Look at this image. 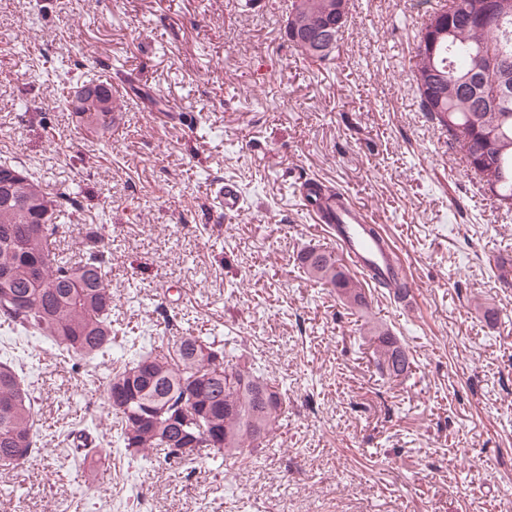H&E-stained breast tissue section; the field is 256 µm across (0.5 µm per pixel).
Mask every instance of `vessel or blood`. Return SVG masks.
Here are the masks:
<instances>
[{
  "label": "vessel or blood",
  "instance_id": "1",
  "mask_svg": "<svg viewBox=\"0 0 512 512\" xmlns=\"http://www.w3.org/2000/svg\"><path fill=\"white\" fill-rule=\"evenodd\" d=\"M312 208L315 223L335 231L336 245L352 265L386 279L403 276L391 241L374 237L367 217L347 197L317 200Z\"/></svg>",
  "mask_w": 512,
  "mask_h": 512
}]
</instances>
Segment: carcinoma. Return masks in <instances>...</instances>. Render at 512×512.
<instances>
[{"mask_svg": "<svg viewBox=\"0 0 512 512\" xmlns=\"http://www.w3.org/2000/svg\"><path fill=\"white\" fill-rule=\"evenodd\" d=\"M473 0H446L451 35L434 47L417 40L412 78L420 107L436 122L448 143L458 145L468 167L495 174L494 199H512V88L500 91L502 65L512 68V13L481 28L465 15ZM350 14V0H291L287 26L297 24L309 45L304 58L326 65L336 48L324 50L317 37L339 12ZM81 104L68 110L92 129L110 130L118 106L112 84L91 79ZM436 85L433 97L427 88ZM23 178L11 181L14 173ZM0 328L48 341L77 365L115 362L109 376L105 409L114 418L118 439L132 455L161 457L177 463L175 449L189 439L206 455L227 461L257 456L269 440L286 404L285 395L264 377L245 345L234 339L205 341L179 336L172 350L143 351L119 341L112 326V288L106 269L112 240L105 226L81 229L78 256L57 248L63 212L81 207L79 195L50 197L38 178L15 161H0ZM305 271L362 306L359 283L336 266L326 250L310 248L300 256ZM399 304H408L407 284L373 277ZM377 365L391 378L411 371L406 348L386 332L378 333ZM34 398L22 369L0 362V468L26 464L41 454L43 441L35 429ZM82 440L77 459L102 458L105 439H88L74 425L64 440Z\"/></svg>", "mask_w": 512, "mask_h": 512, "instance_id": "cac0c4a2", "label": "carcinoma"}]
</instances>
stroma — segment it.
Returning <instances> with one entry per match:
<instances>
[{
	"mask_svg": "<svg viewBox=\"0 0 512 512\" xmlns=\"http://www.w3.org/2000/svg\"><path fill=\"white\" fill-rule=\"evenodd\" d=\"M234 2L0 0V160L50 195L79 190L60 247L105 225L116 329L158 349L246 340L288 390L282 420L257 460L171 467L115 447L101 480L61 433L98 427L108 365L76 371L0 329L46 446L0 469V512H512V212L420 109L411 57L437 0H351L327 65L289 42L291 0ZM63 70L111 79L112 131L67 111ZM313 178L395 241L413 313L378 287L351 306L303 272L304 250H337L304 205ZM380 330L409 350L408 377L378 369Z\"/></svg>",
	"mask_w": 512,
	"mask_h": 512,
	"instance_id": "1",
	"label": "stroma"
}]
</instances>
